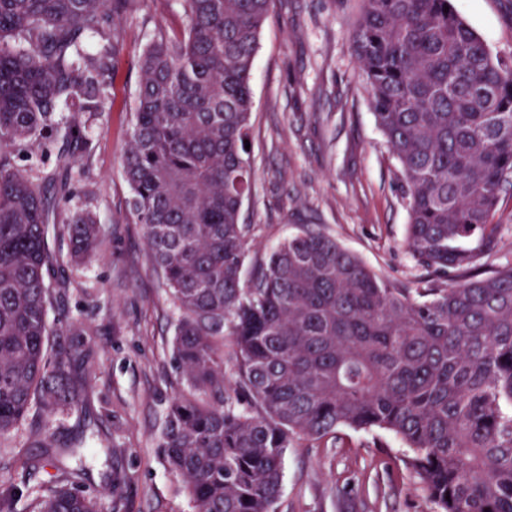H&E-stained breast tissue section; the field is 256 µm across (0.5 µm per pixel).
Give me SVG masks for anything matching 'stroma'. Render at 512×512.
I'll return each mask as SVG.
<instances>
[{"mask_svg":"<svg viewBox=\"0 0 512 512\" xmlns=\"http://www.w3.org/2000/svg\"><path fill=\"white\" fill-rule=\"evenodd\" d=\"M360 0H271L251 72L250 158L255 181L243 215L252 224L246 269L288 235L323 231L375 272L413 288L425 277L407 253L408 212L401 173L379 131L351 33ZM493 56L512 64V0H453ZM181 0H143L115 28L109 98L101 112L72 118L89 132L74 195L47 226L54 261L47 354L83 353L86 398L78 410H33L0 438V459L65 448L68 468L84 474L101 512H192L181 479L159 445L166 408L182 386L172 358L174 307L153 267L143 228L127 210L122 170L139 54L156 34L183 31ZM92 210L100 250L81 267L69 262L63 220ZM120 484H113V476ZM276 512H435L394 433L339 428L335 437L294 443L284 456Z\"/></svg>","mask_w":512,"mask_h":512,"instance_id":"stroma-1","label":"stroma"}]
</instances>
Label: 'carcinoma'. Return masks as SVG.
Returning a JSON list of instances; mask_svg holds the SVG:
<instances>
[{"label":"carcinoma","mask_w":512,"mask_h":512,"mask_svg":"<svg viewBox=\"0 0 512 512\" xmlns=\"http://www.w3.org/2000/svg\"><path fill=\"white\" fill-rule=\"evenodd\" d=\"M270 2L182 0L184 31L155 35L139 60L128 209L178 312L172 352L187 387L167 408L163 462L193 512H275L290 445L340 426L382 429L401 437L437 512H512V262L480 272L512 188V65L452 0H361L355 58L400 165L406 250L443 279L402 288L301 230L245 281L255 172L244 141ZM137 7L0 0V437L34 407L83 401L77 377L47 357V224L88 149L85 128L58 109L103 110L119 41L88 48ZM52 155L67 176L49 189L37 170ZM66 224L79 264L101 228L88 211ZM60 457L22 458L21 469L58 470ZM78 482L63 472L24 512H100Z\"/></svg>","instance_id":"obj_1"}]
</instances>
